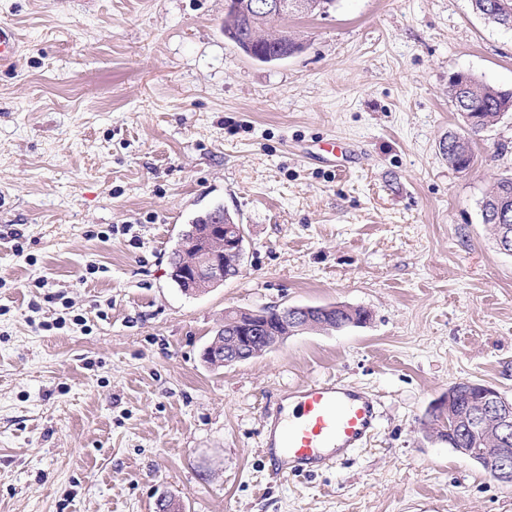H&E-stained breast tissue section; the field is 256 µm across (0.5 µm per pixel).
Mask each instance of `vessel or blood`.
Masks as SVG:
<instances>
[{
	"mask_svg": "<svg viewBox=\"0 0 512 512\" xmlns=\"http://www.w3.org/2000/svg\"><path fill=\"white\" fill-rule=\"evenodd\" d=\"M378 399L342 378L303 380L265 410L260 453L275 480L331 467L376 434Z\"/></svg>",
	"mask_w": 512,
	"mask_h": 512,
	"instance_id": "b4317fda",
	"label": "vessel or blood"
}]
</instances>
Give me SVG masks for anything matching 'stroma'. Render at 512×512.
Here are the masks:
<instances>
[{"instance_id":"stroma-1","label":"stroma","mask_w":512,"mask_h":512,"mask_svg":"<svg viewBox=\"0 0 512 512\" xmlns=\"http://www.w3.org/2000/svg\"><path fill=\"white\" fill-rule=\"evenodd\" d=\"M226 5L0 0L19 38L0 64V512H512L429 415L462 381L512 400V255L480 211L512 174V112L469 169L442 154L450 77L512 89V31L470 0H337L289 17L303 51L265 64L225 38ZM219 204L240 272L185 294L170 255ZM336 304L371 319L202 360L227 312ZM330 374L377 396L379 433L273 481L266 406Z\"/></svg>"}]
</instances>
